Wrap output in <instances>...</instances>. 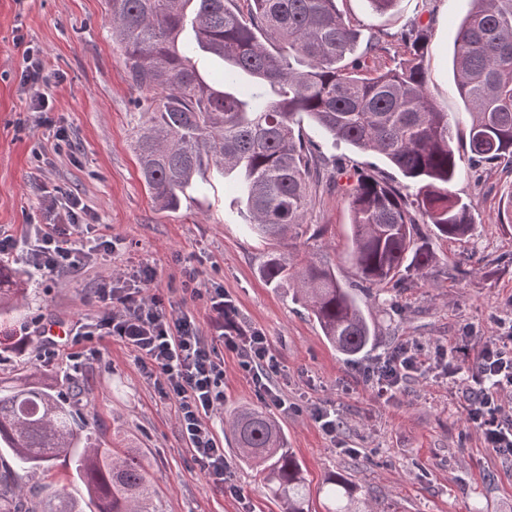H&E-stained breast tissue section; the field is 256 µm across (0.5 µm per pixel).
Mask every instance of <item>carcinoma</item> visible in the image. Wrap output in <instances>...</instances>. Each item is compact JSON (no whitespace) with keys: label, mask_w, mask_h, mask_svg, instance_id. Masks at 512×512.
Wrapping results in <instances>:
<instances>
[{"label":"carcinoma","mask_w":512,"mask_h":512,"mask_svg":"<svg viewBox=\"0 0 512 512\" xmlns=\"http://www.w3.org/2000/svg\"><path fill=\"white\" fill-rule=\"evenodd\" d=\"M195 2L193 14L186 5ZM452 57L459 97L470 115L461 151L448 112L431 97L421 64L432 21H409L396 35L409 59L381 65L382 31L351 57L360 33L337 0H107L112 36L131 84L147 95L135 147L140 172L163 209L180 206L194 177L214 167L227 176L250 233L287 247L303 236L309 186L320 178L319 146L295 132L306 117L327 137L385 157L415 186L399 187L368 173L346 190L351 212V260L357 280L337 278L328 257L297 266L270 254L262 275L284 283L348 358L378 341L358 292L399 290L438 262L418 224L460 240L472 229V203L453 191L466 170L512 165V0H472ZM202 51L224 62L217 79L202 76L188 57ZM25 291L23 274L0 263V311ZM77 400L64 398L35 373L0 379V512H83L53 490L29 505L18 473L57 457H72L96 512H152V480L138 456L112 457L77 422ZM239 462L259 473L283 512H310L302 465L270 413L236 410L230 420ZM333 503L349 512L352 488L339 475L325 479Z\"/></svg>","instance_id":"1"}]
</instances>
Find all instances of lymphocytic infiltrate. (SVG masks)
I'll list each match as a JSON object with an SVG mask.
<instances>
[{"label":"lymphocytic infiltrate","instance_id":"1","mask_svg":"<svg viewBox=\"0 0 512 512\" xmlns=\"http://www.w3.org/2000/svg\"><path fill=\"white\" fill-rule=\"evenodd\" d=\"M45 203L57 221L35 227L31 267L43 273L79 268L87 257L84 205L79 198L55 193ZM155 277L151 267L141 266L127 278L103 281L98 290L100 315L96 322L78 326L75 334L100 340L110 336L135 352L144 375L175 403L182 436L209 481L220 489L228 483V464L209 419L224 405L223 353H236L259 397L283 409L287 402L273 383L279 364L261 331L238 327L236 308L222 292L200 288L192 273L184 282L191 299L209 305L216 330L205 336L191 314L167 312L159 295H146L145 288ZM421 351L418 344L397 345L380 366L368 372L371 387L389 399L413 377L437 373L452 378L466 404L467 419L485 447L495 455L512 457V325L482 337L467 367L448 356L446 348L435 347L427 361L422 360Z\"/></svg>","mask_w":512,"mask_h":512}]
</instances>
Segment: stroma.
I'll list each match as a JSON object with an SVG mask.
<instances>
[{
	"mask_svg": "<svg viewBox=\"0 0 512 512\" xmlns=\"http://www.w3.org/2000/svg\"><path fill=\"white\" fill-rule=\"evenodd\" d=\"M338 7L364 38L376 30L396 33L421 8L431 11L428 89L447 111L458 141L467 140L469 115L455 88L451 57L471 0H398L382 14L368 0H339ZM28 49L43 63V76L33 85L22 81ZM37 91L49 100L53 126L44 125L33 108ZM146 107L112 43L106 0H0V230L18 241L4 261L27 269L33 225L55 221L43 205L45 190L52 188L81 198L91 238L105 234L119 242L110 258L95 255L78 270L29 278L22 304L0 315V378L35 369L62 392L80 384L86 395L80 421L103 448H130L140 456L153 477L155 512H282L261 479L235 461L225 415L261 400L234 354L224 355V407L213 420L229 482L238 488L233 495L207 483L181 436L174 404L144 377L131 350L112 338L77 344L68 335L98 314L103 277L151 265L157 276L148 294L177 308L185 272L193 269L203 287L223 289L241 326L269 339L281 368L275 382L290 403L274 415L305 471L312 512H326L319 489L332 473L350 483L353 512H512V458L485 448L451 384L429 374L385 402L365 380L367 368L400 343L453 348L468 330L488 336L497 321H512V224L499 219L512 186L506 164L464 173L455 183L454 192L474 204L472 236L440 239L432 225H423L439 259L437 273L370 297L365 313L378 343L367 355L347 359L287 289L266 284L260 268L276 246L248 232L220 172L209 169L178 209L155 204L134 150ZM57 125L66 129L65 140L55 138ZM300 131L318 145L337 185L313 190L304 216L311 237L299 254L330 256L338 278L354 281L343 190L361 169L399 184L405 178L384 157L332 140L310 121ZM53 325L66 335L48 346L42 334ZM318 406L338 414L336 436L313 420ZM19 481L29 498L49 487L86 495L63 457Z\"/></svg>",
	"mask_w": 512,
	"mask_h": 512,
	"instance_id": "1",
	"label": "stroma"
}]
</instances>
